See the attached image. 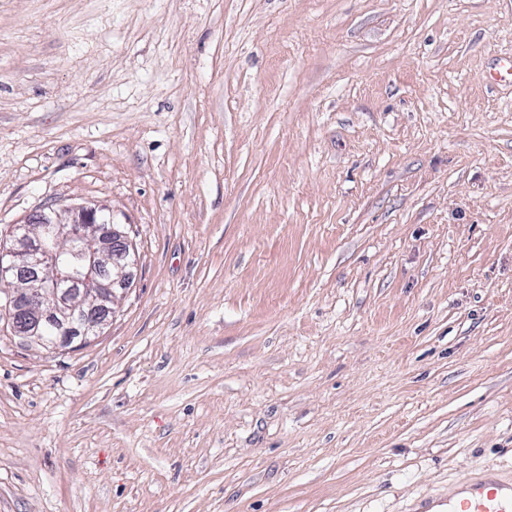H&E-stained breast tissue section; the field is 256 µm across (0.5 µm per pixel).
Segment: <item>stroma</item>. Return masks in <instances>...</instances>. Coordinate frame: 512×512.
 <instances>
[{
  "label": "stroma",
  "mask_w": 512,
  "mask_h": 512,
  "mask_svg": "<svg viewBox=\"0 0 512 512\" xmlns=\"http://www.w3.org/2000/svg\"><path fill=\"white\" fill-rule=\"evenodd\" d=\"M512 0H0V240L97 205L87 343L0 321V512H428L512 482Z\"/></svg>",
  "instance_id": "stroma-1"
}]
</instances>
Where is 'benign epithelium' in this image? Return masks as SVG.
I'll use <instances>...</instances> for the list:
<instances>
[{
  "label": "benign epithelium",
  "instance_id": "benign-epithelium-1",
  "mask_svg": "<svg viewBox=\"0 0 512 512\" xmlns=\"http://www.w3.org/2000/svg\"><path fill=\"white\" fill-rule=\"evenodd\" d=\"M97 212L84 205L42 210L0 247L13 335L46 347L86 342L131 288L136 256L124 225H101Z\"/></svg>",
  "mask_w": 512,
  "mask_h": 512
}]
</instances>
